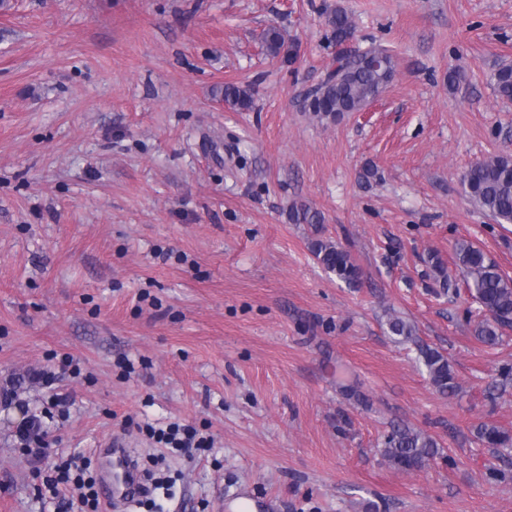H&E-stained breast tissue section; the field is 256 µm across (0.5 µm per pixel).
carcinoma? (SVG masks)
I'll use <instances>...</instances> for the list:
<instances>
[{
	"instance_id": "cac0c4a2",
	"label": "carcinoma",
	"mask_w": 512,
	"mask_h": 512,
	"mask_svg": "<svg viewBox=\"0 0 512 512\" xmlns=\"http://www.w3.org/2000/svg\"><path fill=\"white\" fill-rule=\"evenodd\" d=\"M329 25L336 43V55L326 69L324 78L309 91L308 111L320 118L338 117L354 112L364 103L379 96L392 80L396 70L393 57L384 49L371 46L350 48L346 43L353 37V20L343 8H336L329 17ZM284 35L272 27L265 34V47L272 55L284 49ZM498 97L512 100V65L498 68L491 77ZM224 101L241 108H249L250 94L234 85L226 84L218 90ZM465 194L471 202L495 218L512 224V157L495 155L472 166L462 179ZM295 224H319L321 219L309 207L295 205L290 210ZM311 251L325 270L333 272L348 285L361 280V270L350 253L330 240L316 239ZM455 277L467 287L468 294L482 308L484 317L474 327V336L488 345L500 342L503 332L512 327V278L505 275L485 253L468 241L456 244L454 253ZM387 331L399 341H409L416 335L413 324L402 317L389 314ZM418 361L424 367L432 386L441 394L459 389L452 362L436 348L420 346ZM512 384V370L503 367L497 378L487 385V397L496 398L498 392ZM473 438L486 448L512 451V434L488 423L473 427ZM384 459L402 471H418L438 454V443L430 435L405 424L396 425L387 435L381 450Z\"/></svg>"
}]
</instances>
